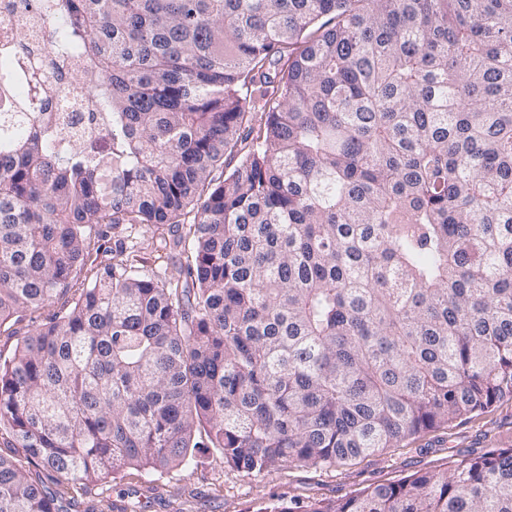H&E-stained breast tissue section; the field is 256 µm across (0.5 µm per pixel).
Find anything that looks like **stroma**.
<instances>
[{"instance_id": "obj_1", "label": "stroma", "mask_w": 512, "mask_h": 512, "mask_svg": "<svg viewBox=\"0 0 512 512\" xmlns=\"http://www.w3.org/2000/svg\"><path fill=\"white\" fill-rule=\"evenodd\" d=\"M100 250L92 252L85 273L112 265L119 251L137 255L136 275L166 283L183 282L186 255L171 246L179 228L141 225L135 229L101 225ZM512 442V399H504L489 411L456 421L445 429L427 431L399 446L383 449L332 467L290 466L269 473L235 472L221 459L198 453L195 463L169 471L133 468L95 482L85 500L99 512H121L125 503L137 512H254L265 502L288 503L306 498H343L370 486L391 483L416 471L447 464L463 450L494 448Z\"/></svg>"}]
</instances>
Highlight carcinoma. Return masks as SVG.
<instances>
[{
	"mask_svg": "<svg viewBox=\"0 0 512 512\" xmlns=\"http://www.w3.org/2000/svg\"><path fill=\"white\" fill-rule=\"evenodd\" d=\"M20 2L64 27L41 64L0 43V327L71 287L100 224L191 239L182 285L121 259L0 360V512L199 448L330 468L512 398V0ZM72 58L102 148L41 111ZM257 512H512V444Z\"/></svg>",
	"mask_w": 512,
	"mask_h": 512,
	"instance_id": "1",
	"label": "carcinoma"
}]
</instances>
